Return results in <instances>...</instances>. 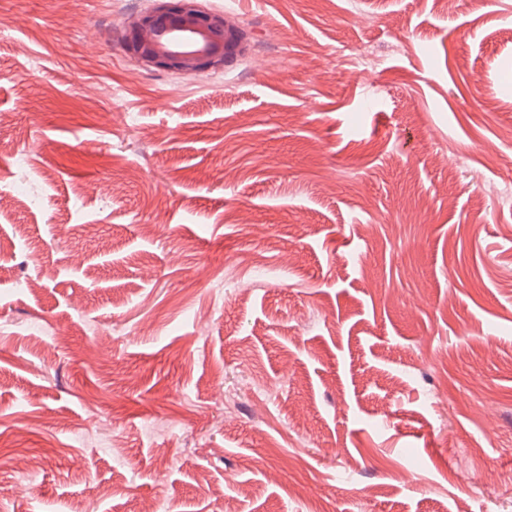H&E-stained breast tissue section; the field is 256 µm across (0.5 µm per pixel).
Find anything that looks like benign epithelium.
<instances>
[{
  "label": "benign epithelium",
  "instance_id": "1",
  "mask_svg": "<svg viewBox=\"0 0 512 512\" xmlns=\"http://www.w3.org/2000/svg\"><path fill=\"white\" fill-rule=\"evenodd\" d=\"M127 30L125 50L138 63L185 76L222 70L250 47L239 22L202 10L198 0H158L131 17Z\"/></svg>",
  "mask_w": 512,
  "mask_h": 512
}]
</instances>
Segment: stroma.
<instances>
[{
	"instance_id": "obj_1",
	"label": "stroma",
	"mask_w": 512,
	"mask_h": 512,
	"mask_svg": "<svg viewBox=\"0 0 512 512\" xmlns=\"http://www.w3.org/2000/svg\"><path fill=\"white\" fill-rule=\"evenodd\" d=\"M155 4L0 0V512H512V0ZM157 1L127 26L125 50L144 67L192 76L223 70L249 50L239 22L202 10L198 0Z\"/></svg>"
}]
</instances>
